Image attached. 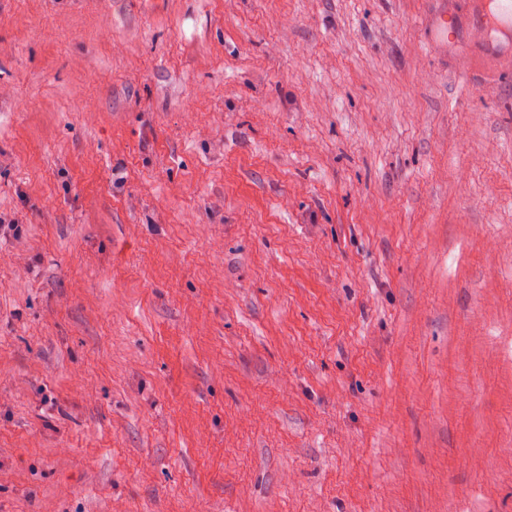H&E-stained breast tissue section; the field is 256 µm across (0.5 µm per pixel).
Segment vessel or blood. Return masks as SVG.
Returning <instances> with one entry per match:
<instances>
[{
  "instance_id": "b4317fda",
  "label": "vessel or blood",
  "mask_w": 512,
  "mask_h": 512,
  "mask_svg": "<svg viewBox=\"0 0 512 512\" xmlns=\"http://www.w3.org/2000/svg\"><path fill=\"white\" fill-rule=\"evenodd\" d=\"M470 39L489 67L512 75V0H467Z\"/></svg>"
}]
</instances>
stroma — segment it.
<instances>
[{"instance_id": "stroma-1", "label": "stroma", "mask_w": 512, "mask_h": 512, "mask_svg": "<svg viewBox=\"0 0 512 512\" xmlns=\"http://www.w3.org/2000/svg\"><path fill=\"white\" fill-rule=\"evenodd\" d=\"M432 0H0V512H512V78ZM454 16L453 12H448V7L437 12L430 21V33L435 43L440 44L444 49L455 47V41L448 44V18Z\"/></svg>"}]
</instances>
